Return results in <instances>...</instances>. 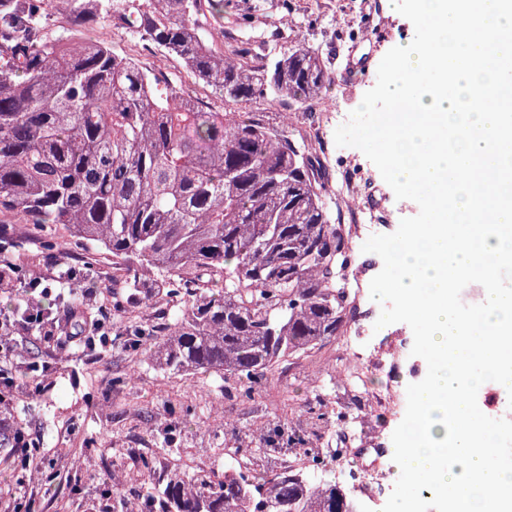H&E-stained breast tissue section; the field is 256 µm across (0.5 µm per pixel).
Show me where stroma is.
Segmentation results:
<instances>
[{
  "instance_id": "obj_1",
  "label": "stroma",
  "mask_w": 512,
  "mask_h": 512,
  "mask_svg": "<svg viewBox=\"0 0 512 512\" xmlns=\"http://www.w3.org/2000/svg\"><path fill=\"white\" fill-rule=\"evenodd\" d=\"M346 22L371 27V36L345 41L342 25ZM203 27L223 33L228 49H239L243 37L257 42L273 39L282 50L302 42L318 52L331 74L348 70L359 75L356 84L331 85L322 97L302 104H253L256 112L295 113L297 134L326 111L332 114L329 131L345 124L375 86L384 55L415 35L411 21L390 11L387 0H224L223 19L204 22ZM86 35L106 40L141 67L178 79L186 93L222 108V101L195 83L179 60L138 41L121 25L98 26ZM0 251L29 277L44 271L47 259H55L58 271L71 275L77 292L85 280H97L102 293L90 305V313H97L99 305L127 298L125 289L112 285L111 257L91 254L58 225L12 222L10 237L0 240ZM380 312V304L363 305V344L375 349L400 344L405 354L385 371H366L363 381L370 389L390 385L403 391L420 382L422 359L410 353L414 336L409 325L400 322L375 329ZM121 328L118 316L105 322L102 332L112 342L97 345L94 359L85 355L80 343L50 358L43 345L12 336L14 384L9 390L0 386V418L39 438L45 459L54 464L55 478L48 484L36 474L23 476L10 458L7 441L0 437V498L35 497L39 512H105L113 501L103 492L102 470L125 475L123 493L129 498L142 491L140 471L145 458L153 462L150 481L157 487L176 467L220 474L239 439L256 425L278 416L297 417L314 387L310 374H318L317 387L330 407L341 401L336 375L340 363L333 340L316 352L281 362L269 373L259 395L249 400L232 379L205 372L169 375L149 360L131 361L116 340ZM35 360L48 361L49 369L41 395L31 399L27 396L31 376L25 366ZM371 460L354 445L346 448L342 458L329 451L323 458L328 474L356 502L361 496L352 480L359 467Z\"/></svg>"
}]
</instances>
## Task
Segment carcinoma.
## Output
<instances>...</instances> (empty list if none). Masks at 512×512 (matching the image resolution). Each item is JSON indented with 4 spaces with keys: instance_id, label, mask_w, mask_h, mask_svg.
<instances>
[{
    "instance_id": "obj_1",
    "label": "carcinoma",
    "mask_w": 512,
    "mask_h": 512,
    "mask_svg": "<svg viewBox=\"0 0 512 512\" xmlns=\"http://www.w3.org/2000/svg\"><path fill=\"white\" fill-rule=\"evenodd\" d=\"M224 0H0V215L58 224L112 257L128 295L179 297L168 322H132L125 350L171 374L235 378L250 396L287 357L341 335L349 317L346 242L329 181L288 118L244 108L295 103L335 81L300 43L263 68L206 37L201 16ZM119 13L139 38L179 59L236 108L219 112L100 40H72ZM301 412L325 419L320 396ZM278 420L237 448L312 444ZM336 483L282 466L246 476L187 471L145 484L143 512H337Z\"/></svg>"
}]
</instances>
